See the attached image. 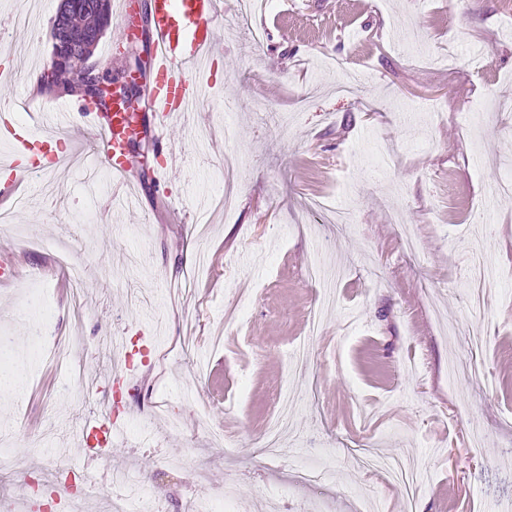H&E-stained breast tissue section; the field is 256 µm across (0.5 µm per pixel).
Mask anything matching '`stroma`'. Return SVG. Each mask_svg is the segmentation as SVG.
Here are the masks:
<instances>
[{
  "instance_id": "stroma-1",
  "label": "stroma",
  "mask_w": 512,
  "mask_h": 512,
  "mask_svg": "<svg viewBox=\"0 0 512 512\" xmlns=\"http://www.w3.org/2000/svg\"><path fill=\"white\" fill-rule=\"evenodd\" d=\"M222 2L223 58L198 111L170 130L165 188L151 178L162 154L138 148L140 200L112 210V173L88 138L82 166L31 179L14 229L0 230V271H19L0 284V335L17 354L28 353L20 313L33 291L51 310L46 336L84 338L88 378L110 371L114 347L153 337L144 401L179 407L180 429L159 417L148 436L85 459L78 427L100 396L45 360L30 363L25 392L0 400V439L31 468L79 465L88 512H106L118 473L172 503L223 492L249 512H353L369 496L399 512L392 486L363 468L369 454L411 458L415 512L512 504V195L496 191L512 110L494 108L512 97L508 0H274L245 16ZM35 4L39 49L0 44V69L7 51L20 61L0 77V101L21 124L57 103L23 95L25 71L51 59L59 0H0V26ZM228 153L240 165L227 215L217 168ZM401 223L417 255L403 253ZM63 249L64 272L53 262ZM315 260L340 302L313 334ZM73 280L85 284L78 321L59 289ZM296 342L308 355L292 369ZM285 378L299 403L269 456L262 438ZM320 448L334 461L326 481L294 485V462Z\"/></svg>"
}]
</instances>
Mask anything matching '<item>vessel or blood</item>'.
I'll use <instances>...</instances> for the list:
<instances>
[{
  "label": "vessel or blood",
  "mask_w": 512,
  "mask_h": 512,
  "mask_svg": "<svg viewBox=\"0 0 512 512\" xmlns=\"http://www.w3.org/2000/svg\"><path fill=\"white\" fill-rule=\"evenodd\" d=\"M221 17L220 0H154L149 109L151 138L158 150L168 148L173 117L190 111L195 102L194 89L202 65L218 51L215 33ZM85 116L86 124L76 123L66 103L53 111L40 113L36 123L23 126L16 125L13 113L0 114V125L12 135L11 151L4 161L11 175L0 183V203L14 198L20 182L55 170L63 163V156L51 149L54 140L73 137L85 129L101 140L102 162L112 170L115 193L127 199L138 190L133 176L135 149L131 140L137 113L116 108L109 112L89 110ZM151 370L152 362L148 359L137 367L128 364L111 370L102 383L106 386L144 384L149 381ZM79 433L83 453L88 458L104 453L124 438L120 426L106 410L85 418Z\"/></svg>",
  "instance_id": "1"
}]
</instances>
